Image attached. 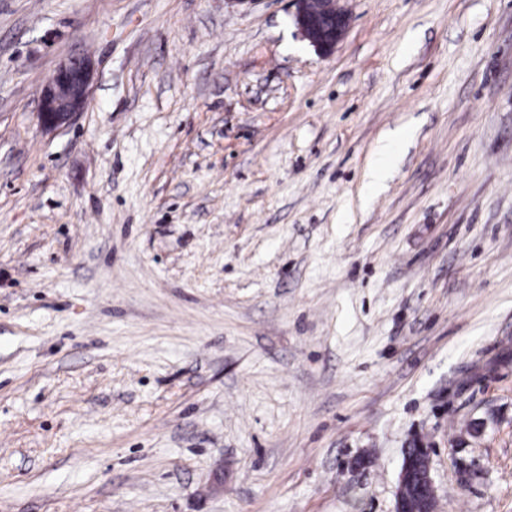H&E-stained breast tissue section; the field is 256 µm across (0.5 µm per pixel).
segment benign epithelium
I'll use <instances>...</instances> for the list:
<instances>
[{
	"mask_svg": "<svg viewBox=\"0 0 512 512\" xmlns=\"http://www.w3.org/2000/svg\"><path fill=\"white\" fill-rule=\"evenodd\" d=\"M295 22L302 36L321 54L329 55L343 39L348 16L336 9V0H321L322 23L308 8V0H294ZM92 61L71 57L59 64L43 85L37 111L40 126L54 130L70 123L89 102Z\"/></svg>",
	"mask_w": 512,
	"mask_h": 512,
	"instance_id": "7a95c632",
	"label": "benign epithelium"
}]
</instances>
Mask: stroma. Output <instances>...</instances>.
Segmentation results:
<instances>
[{
	"label": "stroma",
	"instance_id": "stroma-1",
	"mask_svg": "<svg viewBox=\"0 0 512 512\" xmlns=\"http://www.w3.org/2000/svg\"><path fill=\"white\" fill-rule=\"evenodd\" d=\"M338 3L0 0V512H512V0ZM293 1L296 7L295 22L302 36L321 54H331L347 31L348 16L336 9L335 0H321L320 10L328 21V24H324L310 12L308 0ZM92 61L71 57L59 64L43 85L37 111L40 126L54 130L70 123L89 102ZM411 478L412 468L410 460L406 458L399 474L393 512H403L401 510L402 498L405 500L407 512H433L436 506L435 496L430 494L428 491H420L416 483L408 486L402 493L401 498V489L403 485L411 481Z\"/></svg>",
	"mask_w": 512,
	"mask_h": 512
}]
</instances>
